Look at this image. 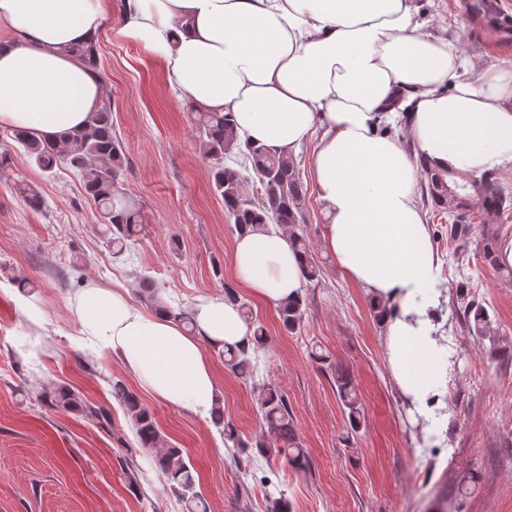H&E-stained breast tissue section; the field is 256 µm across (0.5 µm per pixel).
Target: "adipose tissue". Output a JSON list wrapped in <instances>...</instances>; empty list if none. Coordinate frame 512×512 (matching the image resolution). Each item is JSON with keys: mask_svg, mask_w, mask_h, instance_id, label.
<instances>
[{"mask_svg": "<svg viewBox=\"0 0 512 512\" xmlns=\"http://www.w3.org/2000/svg\"><path fill=\"white\" fill-rule=\"evenodd\" d=\"M112 0H0V128L61 139L85 125L104 88L68 49L96 37ZM122 31L156 56L180 98L229 112L243 140L307 154L323 211L324 248L387 314L393 385L431 419L448 386L437 336L441 259L418 200L407 143L467 175L512 172V65L474 74L456 42L420 30L413 0H125ZM407 112L410 142L379 133ZM301 258L279 226L240 234L237 282L276 305L301 288ZM80 332L117 355L157 399L209 417L216 382L206 344L247 342L236 305L201 301L194 330L96 284L77 308Z\"/></svg>", "mask_w": 512, "mask_h": 512, "instance_id": "obj_1", "label": "adipose tissue"}]
</instances>
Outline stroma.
Wrapping results in <instances>:
<instances>
[{"mask_svg":"<svg viewBox=\"0 0 512 512\" xmlns=\"http://www.w3.org/2000/svg\"><path fill=\"white\" fill-rule=\"evenodd\" d=\"M470 2L413 0L424 32L458 39L476 69L511 60L512 31L475 15ZM122 13L123 0H112L97 39L115 128L129 157L124 188L147 222L133 257L113 260L96 206L69 169L45 174L17 158L19 172L45 199L40 211L18 197L12 177L0 176V512H183L151 466L143 467L138 488L129 486L122 463L137 442L121 408L112 412L113 437L79 414L35 399L40 385H64L91 402L112 404L116 379L190 458L207 512H266L265 477L284 490L293 512H512V364L502 363L445 308L454 369L442 433L438 441H422L390 378L369 298L321 245L315 187L307 189L303 229L322 273L307 291L302 334H284L276 307L241 294L267 336L253 357V384L273 381L287 394L307 470L281 458L235 456L211 419L158 400L121 361L80 341L73 308L88 283L131 293L146 274L171 305L190 310L200 299L223 296L225 283L234 280L236 232L210 190L188 103L168 86L160 60L122 33ZM24 277L38 285L28 299L43 311L44 324L19 312L13 287ZM479 292L499 330V347L512 351V281L486 265ZM315 350L354 376L365 420L353 447L340 441L345 415L331 373L311 356ZM212 365L225 421L242 438L259 435L252 384L220 359Z\"/></svg>","mask_w":512,"mask_h":512,"instance_id":"obj_1","label":"stroma"}]
</instances>
